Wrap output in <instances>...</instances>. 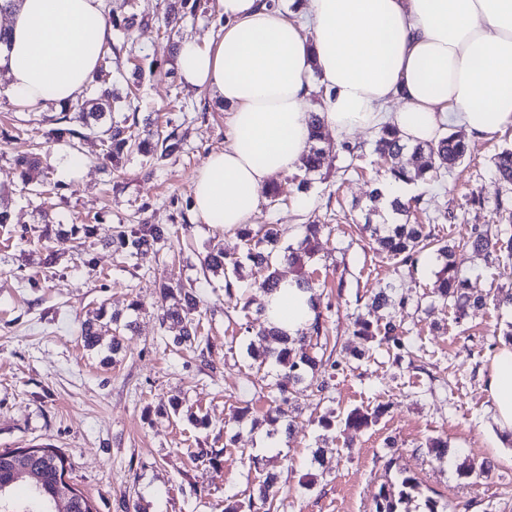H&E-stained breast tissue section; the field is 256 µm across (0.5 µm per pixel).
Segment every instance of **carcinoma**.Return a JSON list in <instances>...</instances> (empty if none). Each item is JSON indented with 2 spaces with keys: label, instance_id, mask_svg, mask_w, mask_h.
Listing matches in <instances>:
<instances>
[{
  "label": "carcinoma",
  "instance_id": "carcinoma-1",
  "mask_svg": "<svg viewBox=\"0 0 512 512\" xmlns=\"http://www.w3.org/2000/svg\"><path fill=\"white\" fill-rule=\"evenodd\" d=\"M132 109V101L125 104L117 103L112 92L103 90L99 97L91 100L79 98L69 104L61 116L54 119L55 127L48 132V138L56 141L68 140L74 143L86 136V132H95L88 119H101L110 115V123L101 130L102 159L112 161V157L126 152H141L167 157L178 151L181 139L173 131L164 133H141L137 122L130 121L125 112ZM78 119L85 125L86 131L70 127L72 119ZM311 145L304 160V169L308 173L319 171L327 163L326 149L318 146L323 141V128L319 118L311 116ZM374 151L385 160L391 162L387 170L388 184L400 182L412 183L428 181L438 177L443 170H449L459 164L469 151L468 143L456 133L442 136L436 141L418 143L408 146L402 143L400 131L391 125L380 128L374 143ZM495 176L504 184H512V149H504L494 157ZM363 229L370 232L386 254L393 261L395 269L413 268L422 253L433 257L438 265L433 283V293L443 302H452L458 318L462 319L471 313L482 310L486 298L468 291L465 280L460 278L456 266L454 247L437 239L423 224L393 222L390 224H365ZM319 224L304 225V236L297 245H282V232L276 224H263L253 229L246 224L238 228V234L246 242L245 259L249 261L260 279L256 286L266 292H273L280 287L281 278L276 268L278 259L300 271L296 280L297 287L310 291L312 284L305 268L311 264L319 251ZM170 234L168 228L158 224H129L122 226L116 239L124 252L130 256H138ZM467 244L477 251L498 260L512 258V231L505 228L496 232L474 226L471 229ZM202 268L209 271H223L224 294L228 299L235 298L240 288L241 260L233 259L224 251L212 250L201 260ZM162 301L174 300L170 306L162 307V322H170L179 327V335L173 338V345L198 353L205 357V351L212 348L209 340L201 336L200 321L190 317L197 309L198 297L193 283L178 281L175 285L160 289ZM371 305L386 311L380 321L373 323L364 318L354 321L353 335L364 341L377 336L402 350L405 348L401 336L397 313L407 306L408 299L397 294L396 289L387 285L370 296ZM315 310L314 319L307 329L295 338L289 337L273 328L264 326L260 318L264 308H259L256 321L262 329L256 339L247 347L248 354L255 360L268 361L280 367L278 381L269 396L268 421L275 425L286 417L284 406L289 402L293 389L311 378H319L317 391L324 393L329 389L326 378L327 369H336L342 361L327 353L328 342L321 341L327 337L325 322L319 311L316 299H311ZM112 331L111 351L117 355L122 348L121 325L114 317L105 319V312L99 311L87 318L81 329L83 346L88 350L95 349L101 342L102 333ZM385 413V406L379 405L373 410L355 408L342 419L344 425L364 428L374 425ZM494 468L493 462L465 461L457 466L459 475L465 477H483ZM24 484L28 496L23 505L14 503V488ZM279 490L274 488V478L270 477L259 491V495L248 496L237 500L225 508V512H271L275 509ZM422 494V482L411 474H400L396 481L380 486L374 499L373 512H409V504ZM66 501V512H94L90 500L79 490L65 481V463L61 455L48 447L16 448L0 450V512H55L52 508L55 496Z\"/></svg>",
  "mask_w": 512,
  "mask_h": 512
}]
</instances>
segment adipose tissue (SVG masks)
Instances as JSON below:
<instances>
[{"instance_id":"1","label":"adipose tissue","mask_w":512,"mask_h":512,"mask_svg":"<svg viewBox=\"0 0 512 512\" xmlns=\"http://www.w3.org/2000/svg\"><path fill=\"white\" fill-rule=\"evenodd\" d=\"M224 32L182 40V81L224 106L223 150L192 179L196 221L248 223L269 182L307 154L310 114L336 136L391 122L408 144L446 124L469 139L512 128V0H221ZM0 71L27 107L64 105L92 83L111 36L104 0H0ZM322 91L323 104L312 96ZM397 111H388L391 102ZM266 320L294 337L314 318L308 292L285 279L263 297ZM488 390L500 436L512 444V346L495 354Z\"/></svg>"}]
</instances>
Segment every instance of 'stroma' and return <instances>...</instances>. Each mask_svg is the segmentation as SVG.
Listing matches in <instances>:
<instances>
[{"label":"stroma","instance_id":"obj_1","mask_svg":"<svg viewBox=\"0 0 512 512\" xmlns=\"http://www.w3.org/2000/svg\"><path fill=\"white\" fill-rule=\"evenodd\" d=\"M165 9L164 0H104L117 48L113 87L134 92L140 130L166 126L182 139L165 160L133 153L110 169L100 162L96 136L75 147L49 141L57 107L25 111L0 80V203L10 214L0 224V450L53 448L96 512H224L270 472L278 476V512H372L380 485L402 471L423 483L411 512H424L429 497L459 512H512V450L494 445L488 391L512 307L492 305L458 319L431 292L430 257L409 274L377 252L362 229L391 219L386 210L368 211L372 191L385 182L371 151L376 130L348 136L355 154L337 152L307 189L299 187L302 171L278 176L277 200L260 199L251 221L279 225L287 244L301 239L303 225H323L314 279L338 349L360 348L352 323L359 314L377 321L369 295L390 282L409 299L401 315L408 351L398 361L387 345L370 342V358L336 369L327 397L309 388L297 394L294 434L271 431L264 416L278 370L246 357L251 336L243 330L262 293L246 267L241 290L228 299L223 275L200 264L211 248L239 257L245 244L235 231L194 222L190 212L194 171L224 146V114L204 91L182 82L175 50L186 38H216L224 18L219 0H187L169 32ZM130 16L144 24L129 38L118 24ZM510 147L511 128L471 142L442 177L407 187L411 223L459 242L457 268L476 294L512 287L511 264L465 244L472 225L497 230L512 221V186L497 183L493 166ZM34 153L43 158L52 193L22 180L18 161ZM85 224L96 228L90 266L73 247ZM122 224H164L170 235L130 258L115 243ZM176 277L196 286L202 333L213 344L205 358L176 350L177 327L158 319L159 288ZM100 308L132 324L111 364L110 336L93 350L80 337ZM173 396L182 401L180 412L166 407ZM381 404L386 413L367 429L316 423L328 412ZM240 408L248 409L247 419L237 417ZM438 436L471 458L493 459L495 470L477 480L459 476L455 464L438 463L429 452L427 439Z\"/></svg>","mask_w":512,"mask_h":512}]
</instances>
